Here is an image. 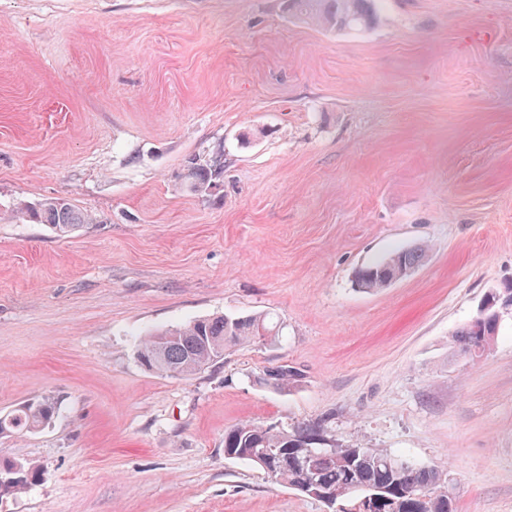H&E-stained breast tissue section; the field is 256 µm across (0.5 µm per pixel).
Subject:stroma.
<instances>
[{
    "mask_svg": "<svg viewBox=\"0 0 512 512\" xmlns=\"http://www.w3.org/2000/svg\"><path fill=\"white\" fill-rule=\"evenodd\" d=\"M219 149L222 186L188 190ZM53 197L95 223L15 218ZM511 283L512 0H385L363 31L281 0H0V415L57 405L0 437L41 467L0 512H334L224 456L237 424L325 415L446 470L456 512H512V311L483 356L451 342ZM263 314L278 336L192 378L138 361L154 330ZM282 363L299 387L258 383ZM427 245L401 249L383 260L360 267L354 275V284L359 290L377 292L388 287L386 282L402 273L418 267L427 256ZM55 414V405L49 400L24 405L0 417V435L20 431H36L49 423Z\"/></svg>",
    "mask_w": 512,
    "mask_h": 512,
    "instance_id": "stroma-1",
    "label": "stroma"
}]
</instances>
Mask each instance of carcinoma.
Instances as JSON below:
<instances>
[{
	"mask_svg": "<svg viewBox=\"0 0 512 512\" xmlns=\"http://www.w3.org/2000/svg\"><path fill=\"white\" fill-rule=\"evenodd\" d=\"M381 0H282L288 16L318 28L358 31L373 26ZM224 178V154L215 153L200 164L190 159L184 181L190 190L208 194ZM20 214L36 224H48L67 234L91 222V218L66 198L54 197L28 203ZM426 245L401 249L383 260L360 267L354 275L355 286L377 292L398 274L418 267L427 256ZM512 288L486 296L478 321H469L455 334L459 350L475 357L480 342L493 345L503 300ZM275 326L265 315L229 318L214 316L184 326L150 334L138 351L145 369L189 379L224 358V351L242 342L274 335ZM303 381V374L288 364L264 368L259 382L287 392ZM55 414L54 403L44 400L24 405L0 417V435L35 431L49 423ZM316 438L326 451L308 458L301 443ZM224 456L263 469L271 479L303 494L319 489L329 493L343 512H453L448 499L447 474L419 468L405 457L378 448H363L357 443L336 442L319 419L288 428L262 422H245L224 432ZM40 466L0 459V503L38 481Z\"/></svg>",
	"mask_w": 512,
	"mask_h": 512,
	"instance_id": "carcinoma-1",
	"label": "carcinoma"
}]
</instances>
